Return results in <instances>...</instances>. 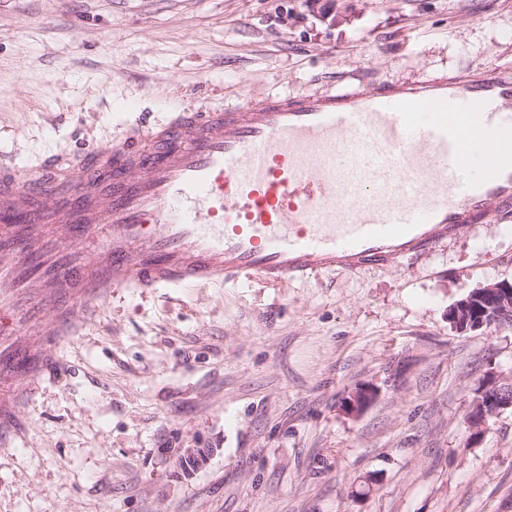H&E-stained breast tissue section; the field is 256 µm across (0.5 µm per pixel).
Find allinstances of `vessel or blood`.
<instances>
[{
	"mask_svg": "<svg viewBox=\"0 0 512 512\" xmlns=\"http://www.w3.org/2000/svg\"><path fill=\"white\" fill-rule=\"evenodd\" d=\"M494 210H512V77L498 70L166 112L105 148L0 168V310L32 299L38 335L68 336L122 290L357 274Z\"/></svg>",
	"mask_w": 512,
	"mask_h": 512,
	"instance_id": "vessel-or-blood-1",
	"label": "vessel or blood"
}]
</instances>
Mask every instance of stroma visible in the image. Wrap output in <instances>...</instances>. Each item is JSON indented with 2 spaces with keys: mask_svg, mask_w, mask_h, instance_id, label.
I'll use <instances>...</instances> for the list:
<instances>
[{
  "mask_svg": "<svg viewBox=\"0 0 512 512\" xmlns=\"http://www.w3.org/2000/svg\"><path fill=\"white\" fill-rule=\"evenodd\" d=\"M492 68L512 75V0H0V152L25 168L148 113ZM503 279L495 212L358 274L123 292L51 344L5 317L44 376L0 438V512H512V409L466 423L486 372L512 379V329L448 322ZM188 448L211 451L191 473Z\"/></svg>",
  "mask_w": 512,
  "mask_h": 512,
  "instance_id": "1",
  "label": "stroma"
}]
</instances>
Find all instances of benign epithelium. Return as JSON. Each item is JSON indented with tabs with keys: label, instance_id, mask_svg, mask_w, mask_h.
<instances>
[{
	"label": "benign epithelium",
	"instance_id": "obj_1",
	"mask_svg": "<svg viewBox=\"0 0 512 512\" xmlns=\"http://www.w3.org/2000/svg\"><path fill=\"white\" fill-rule=\"evenodd\" d=\"M487 307L491 312V320L499 325L512 324V282L498 281L477 288L448 309V322L452 328L459 332H479L486 323L478 318V305ZM486 388L493 389V395L486 398H474L472 410L482 409L479 425H470L475 430L486 426L489 419L497 416L501 411L512 408V392L499 390L500 379L494 374L487 375ZM374 392L370 388H359L348 399V409L352 412L362 410L373 398Z\"/></svg>",
	"mask_w": 512,
	"mask_h": 512
}]
</instances>
